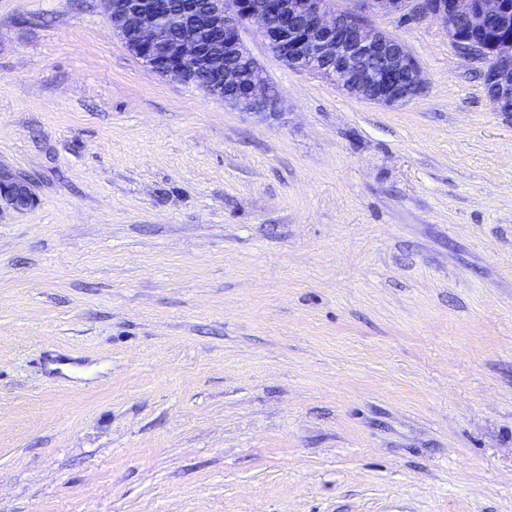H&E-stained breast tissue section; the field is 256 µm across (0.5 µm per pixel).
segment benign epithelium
I'll list each match as a JSON object with an SVG mask.
<instances>
[{"label": "benign epithelium", "mask_w": 512, "mask_h": 512, "mask_svg": "<svg viewBox=\"0 0 512 512\" xmlns=\"http://www.w3.org/2000/svg\"><path fill=\"white\" fill-rule=\"evenodd\" d=\"M103 0L113 30L128 50L163 77L190 84L209 74L207 93L255 114H277L262 68L245 47L242 25L253 22L288 65L332 81L346 94L386 106L405 104L424 90L406 44L366 23L369 12L410 24L445 23L448 38L484 76L505 91L512 78V0H194L169 10L159 0ZM0 203L14 211L33 207L32 181L0 168Z\"/></svg>", "instance_id": "1"}]
</instances>
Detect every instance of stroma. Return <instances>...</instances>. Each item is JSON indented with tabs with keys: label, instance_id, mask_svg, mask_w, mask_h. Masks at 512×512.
I'll use <instances>...</instances> for the list:
<instances>
[{
	"label": "stroma",
	"instance_id": "35a3bbf8",
	"mask_svg": "<svg viewBox=\"0 0 512 512\" xmlns=\"http://www.w3.org/2000/svg\"><path fill=\"white\" fill-rule=\"evenodd\" d=\"M348 96L242 33L265 117L102 0H0V512H512V112L442 22ZM12 173L0 168V206L3 202L6 208L14 211L28 210L36 203L32 181Z\"/></svg>",
	"mask_w": 512,
	"mask_h": 512
}]
</instances>
